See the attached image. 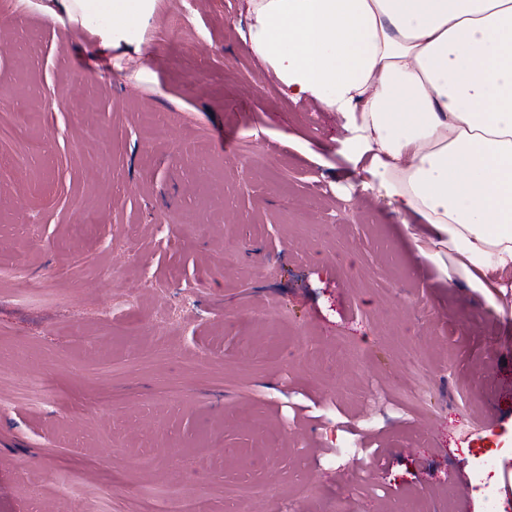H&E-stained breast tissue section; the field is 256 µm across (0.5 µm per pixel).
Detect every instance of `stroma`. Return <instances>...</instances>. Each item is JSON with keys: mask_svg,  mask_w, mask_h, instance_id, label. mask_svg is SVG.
I'll return each instance as SVG.
<instances>
[{"mask_svg": "<svg viewBox=\"0 0 512 512\" xmlns=\"http://www.w3.org/2000/svg\"><path fill=\"white\" fill-rule=\"evenodd\" d=\"M248 26L245 0H158L143 62L94 71L86 31L0 7V101L46 145L16 167L0 139V265L48 289L0 282V512H52L66 483L74 512L175 486L226 512L242 485L237 512H483L488 451L512 512V334L359 189L341 117L282 98ZM29 373L52 405L14 399Z\"/></svg>", "mask_w": 512, "mask_h": 512, "instance_id": "1", "label": "stroma"}]
</instances>
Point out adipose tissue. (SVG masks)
<instances>
[{
  "label": "adipose tissue",
  "mask_w": 512,
  "mask_h": 512,
  "mask_svg": "<svg viewBox=\"0 0 512 512\" xmlns=\"http://www.w3.org/2000/svg\"><path fill=\"white\" fill-rule=\"evenodd\" d=\"M92 51L141 54L156 0H24ZM249 48L280 94L338 112L363 189L449 287L512 288V0H248Z\"/></svg>",
  "instance_id": "obj_1"
}]
</instances>
